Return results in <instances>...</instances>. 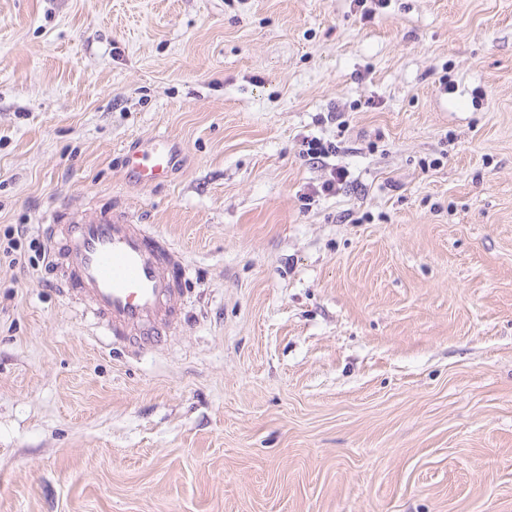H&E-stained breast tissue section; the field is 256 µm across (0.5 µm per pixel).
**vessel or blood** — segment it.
Masks as SVG:
<instances>
[{"label":"vessel or blood","instance_id":"vessel-or-blood-1","mask_svg":"<svg viewBox=\"0 0 512 512\" xmlns=\"http://www.w3.org/2000/svg\"><path fill=\"white\" fill-rule=\"evenodd\" d=\"M176 161L171 141L153 137L126 151L123 167L147 187L165 182ZM46 235L59 278L107 335L145 350L178 325L175 301L184 292L186 267L147 225L115 209L89 221L53 222Z\"/></svg>","mask_w":512,"mask_h":512}]
</instances>
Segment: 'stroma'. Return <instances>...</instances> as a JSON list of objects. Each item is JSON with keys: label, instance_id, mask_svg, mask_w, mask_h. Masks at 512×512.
Wrapping results in <instances>:
<instances>
[{"label": "stroma", "instance_id": "obj_1", "mask_svg": "<svg viewBox=\"0 0 512 512\" xmlns=\"http://www.w3.org/2000/svg\"><path fill=\"white\" fill-rule=\"evenodd\" d=\"M112 208L186 262L144 351L40 230ZM19 224L0 512H512V0H0ZM176 161L177 152L171 141L153 137L126 151L123 167L129 179L147 187L165 182ZM304 146L306 148L303 150L302 155L307 158V161L312 163H319L320 160L336 154L339 149L336 144L324 142L317 137L307 140Z\"/></svg>", "mask_w": 512, "mask_h": 512}]
</instances>
